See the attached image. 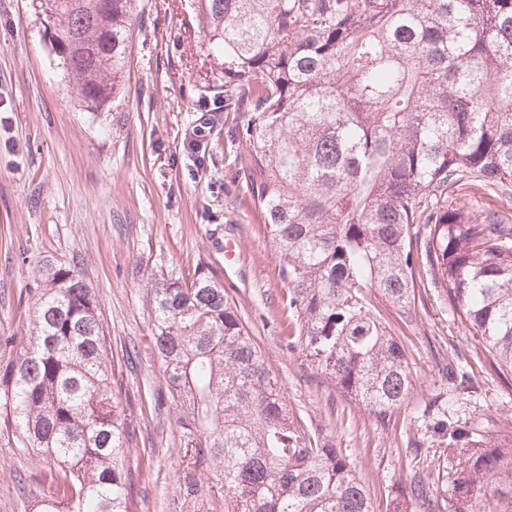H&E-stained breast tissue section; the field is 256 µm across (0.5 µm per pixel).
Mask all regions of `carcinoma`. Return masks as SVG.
<instances>
[{
    "instance_id": "carcinoma-1",
    "label": "carcinoma",
    "mask_w": 512,
    "mask_h": 512,
    "mask_svg": "<svg viewBox=\"0 0 512 512\" xmlns=\"http://www.w3.org/2000/svg\"><path fill=\"white\" fill-rule=\"evenodd\" d=\"M135 0H40L58 65L82 102L119 92ZM213 77L244 182L264 214L287 288L288 346L384 422L414 377L383 319L416 320V288L445 289L491 365L512 372V0H201ZM466 184L509 204L472 210ZM28 343L0 373V430L45 458L55 492L36 512H132L127 422L112 390L111 339L92 284L39 266ZM157 357L195 462L221 478L227 512H374L350 463L288 407L224 284L149 281ZM448 493L421 482L390 512H512V436L448 420Z\"/></svg>"
}]
</instances>
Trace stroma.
I'll return each mask as SVG.
<instances>
[{
  "mask_svg": "<svg viewBox=\"0 0 512 512\" xmlns=\"http://www.w3.org/2000/svg\"><path fill=\"white\" fill-rule=\"evenodd\" d=\"M129 62L113 103L93 111L58 68L31 0H0V370L29 334L36 269L51 257L77 265L100 301L112 341L113 386L131 424L137 512H225L221 482L193 464L150 342L146 308L152 276L191 279L202 267L220 276L255 337L289 408L310 435L337 448L369 492L375 512L413 473L438 493L448 450L429 439L420 458L406 448L420 434V407L446 390L449 417L489 419L512 432V380L489 365L479 337L461 324L443 288L422 280L417 320L393 325L416 382L408 403L381 423L324 384L301 350L286 344L285 284L247 192L245 144L230 141L233 113L213 107L214 73L199 0H136ZM207 124L199 153L184 136ZM235 240L234 260L224 244ZM468 373L466 390L447 388V366ZM41 456L0 434V512H32L50 493Z\"/></svg>",
  "mask_w": 512,
  "mask_h": 512,
  "instance_id": "stroma-1",
  "label": "stroma"
}]
</instances>
